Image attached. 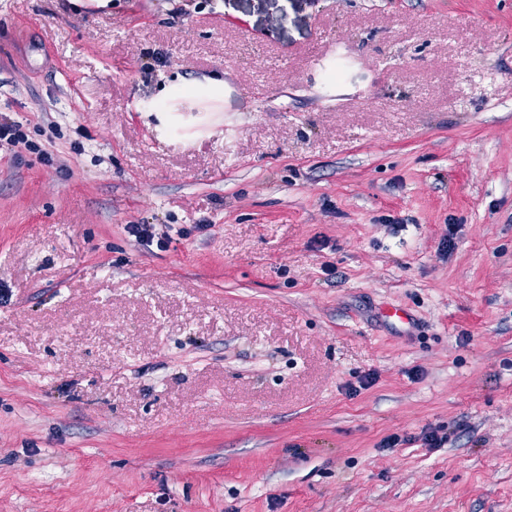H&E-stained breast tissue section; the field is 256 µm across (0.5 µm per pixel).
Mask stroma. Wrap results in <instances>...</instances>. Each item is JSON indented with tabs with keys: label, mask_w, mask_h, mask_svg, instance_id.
Masks as SVG:
<instances>
[{
	"label": "stroma",
	"mask_w": 512,
	"mask_h": 512,
	"mask_svg": "<svg viewBox=\"0 0 512 512\" xmlns=\"http://www.w3.org/2000/svg\"><path fill=\"white\" fill-rule=\"evenodd\" d=\"M5 119L0 512H512V0H0ZM19 145H24L26 149L29 148L30 144L25 140L20 125L15 123H0V152L2 150L5 153L12 154L13 156L18 155L19 152L15 150Z\"/></svg>",
	"instance_id": "35a3bbf8"
}]
</instances>
